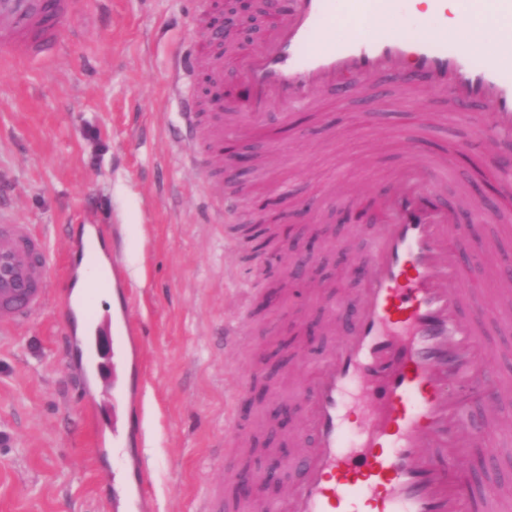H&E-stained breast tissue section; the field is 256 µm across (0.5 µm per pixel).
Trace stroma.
I'll list each match as a JSON object with an SVG mask.
<instances>
[{
	"instance_id": "obj_1",
	"label": "stroma",
	"mask_w": 512,
	"mask_h": 512,
	"mask_svg": "<svg viewBox=\"0 0 512 512\" xmlns=\"http://www.w3.org/2000/svg\"><path fill=\"white\" fill-rule=\"evenodd\" d=\"M210 0H85L63 45L33 61L0 57V204L21 224L53 237L51 275H60L78 225L104 231L99 266L118 261L112 301L130 304L136 335L118 340L112 319L83 305L48 303L25 325L0 330V512H128L123 492L107 493L114 462L111 428L122 410L139 426L126 440L128 473L146 467V512H195L224 470L230 379L259 373L295 330L297 309L314 322L310 351L293 360L285 391L320 368L336 336L330 311L354 295L351 266L367 260L377 221L340 223L350 197L389 192L409 164L441 162L434 199L458 205L479 179L498 186L500 220L463 224L461 240L493 242L490 258L471 259L464 280L485 307L476 343L489 354L503 400L462 406L471 428H494L499 453L469 498L512 512V288L499 274L512 255V190L503 189L493 156L512 136H481L488 117L464 108L432 84L402 92L371 82L359 96L316 94L314 109L294 108V122L250 126L224 120L225 145L252 146L254 167L224 174L235 215L210 199V180L192 161L201 142L180 132L183 97L197 98L209 60L199 52ZM248 125V124H247ZM468 145L467 154L456 153ZM275 205L279 231L311 224L337 229L328 265L333 287L302 289L293 304L267 313L259 305L277 286L280 245L241 249L252 240L263 203ZM245 334L225 344L224 326ZM69 336H62V329ZM122 348L124 390L112 382V352Z\"/></svg>"
}]
</instances>
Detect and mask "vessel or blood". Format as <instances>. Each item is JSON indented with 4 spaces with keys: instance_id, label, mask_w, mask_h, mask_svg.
Instances as JSON below:
<instances>
[{
    "instance_id": "b4317fda",
    "label": "vessel or blood",
    "mask_w": 512,
    "mask_h": 512,
    "mask_svg": "<svg viewBox=\"0 0 512 512\" xmlns=\"http://www.w3.org/2000/svg\"><path fill=\"white\" fill-rule=\"evenodd\" d=\"M420 17L423 34L403 36L401 0H349L361 30L343 40L330 34L338 0H290L270 14L271 37L240 68L242 94L227 111L246 105L262 122L288 125L290 106L310 107L313 95L333 89L359 93L373 77L413 88L425 77L452 89L458 102L478 105L496 130L512 133V64L496 54L482 60L449 43L446 0ZM84 0H0V55L37 58L59 45L61 25ZM433 168L401 171L393 193L374 199L380 219L376 249L353 299L345 338L299 393L311 405L300 485L284 499L285 512H467L461 475L471 447L495 454L491 432L461 420L454 384L492 389L488 359L475 346L467 312L478 302L459 275L462 256L448 245L456 214L436 206ZM98 227L73 239L71 256L94 259ZM50 240L31 224L0 211V327L25 324L50 295L75 287L73 270L49 277ZM364 383L375 400L356 433L344 420L349 386Z\"/></svg>"
}]
</instances>
